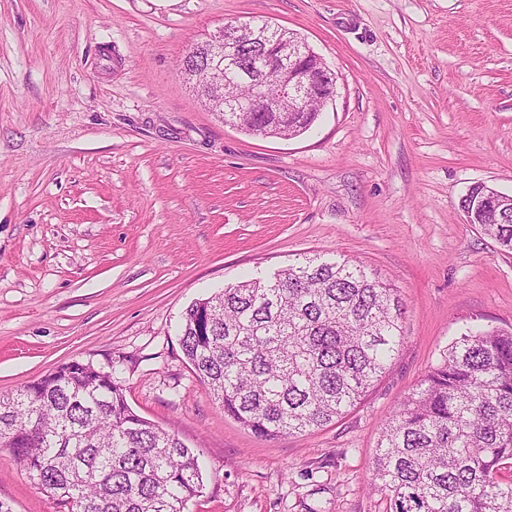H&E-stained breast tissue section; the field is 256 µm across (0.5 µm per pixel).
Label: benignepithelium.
Instances as JSON below:
<instances>
[{
    "instance_id": "obj_1",
    "label": "benign epithelium",
    "mask_w": 512,
    "mask_h": 512,
    "mask_svg": "<svg viewBox=\"0 0 512 512\" xmlns=\"http://www.w3.org/2000/svg\"><path fill=\"white\" fill-rule=\"evenodd\" d=\"M207 58L185 65L183 78L198 82L202 69L229 66L238 75L258 77L252 96L229 103L235 112H309L306 101L332 99L336 76L294 33L267 21H239L219 27L206 40ZM470 199L476 212L512 210V195L487 188Z\"/></svg>"
}]
</instances>
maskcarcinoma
Masks as SVG:
<instances>
[{
	"mask_svg": "<svg viewBox=\"0 0 512 512\" xmlns=\"http://www.w3.org/2000/svg\"><path fill=\"white\" fill-rule=\"evenodd\" d=\"M275 119L240 116L249 133ZM471 223L512 252V213ZM402 314L376 273L314 253L191 303L179 341L224 415L274 438L358 404L402 343ZM0 448L59 512H184L203 489L194 450L129 406L114 367L74 360L0 395ZM511 462L512 330L469 329L394 411L370 486L389 512H512Z\"/></svg>",
	"mask_w": 512,
	"mask_h": 512,
	"instance_id": "cac0c4a2",
	"label": "carcinoma"
}]
</instances>
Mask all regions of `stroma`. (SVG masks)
<instances>
[{
  "label": "stroma",
  "instance_id": "obj_1",
  "mask_svg": "<svg viewBox=\"0 0 512 512\" xmlns=\"http://www.w3.org/2000/svg\"><path fill=\"white\" fill-rule=\"evenodd\" d=\"M266 20L336 75L308 132L248 134L178 72L224 23ZM512 195V0H0V394L79 360L194 448L186 512H386L389 417L466 328L512 327V254L460 209ZM306 253L391 280L404 343L366 396L274 439L225 417L183 311ZM0 500L58 512L9 449Z\"/></svg>",
  "mask_w": 512,
  "mask_h": 512
}]
</instances>
